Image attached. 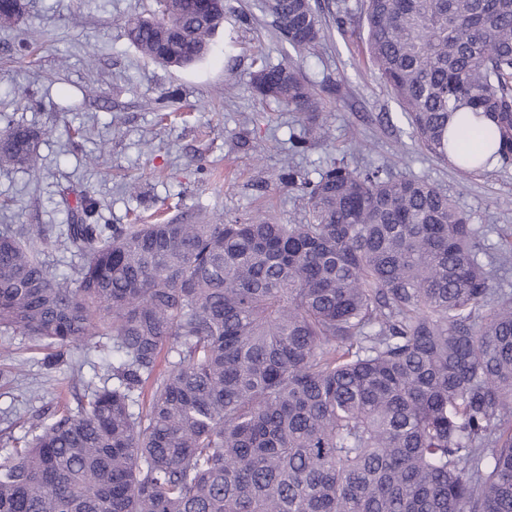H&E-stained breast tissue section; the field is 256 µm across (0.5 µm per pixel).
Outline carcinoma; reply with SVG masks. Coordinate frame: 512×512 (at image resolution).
<instances>
[{
    "label": "carcinoma",
    "mask_w": 512,
    "mask_h": 512,
    "mask_svg": "<svg viewBox=\"0 0 512 512\" xmlns=\"http://www.w3.org/2000/svg\"><path fill=\"white\" fill-rule=\"evenodd\" d=\"M22 8L0 0V27ZM266 10L297 58L251 88L298 113L304 152L329 133L300 64L322 20L311 0ZM225 15L156 0L124 31L188 67ZM357 18L414 140L465 175L512 165V0H339L337 27ZM2 122L0 165L39 179L37 132ZM282 180L308 220L68 224L70 275L38 256L46 226L0 231V330L55 363L112 342L78 412L0 461V512H512V241L480 260L469 215L384 165Z\"/></svg>",
    "instance_id": "carcinoma-1"
}]
</instances>
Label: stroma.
Returning a JSON list of instances; mask_svg holds the SVG:
<instances>
[{
    "mask_svg": "<svg viewBox=\"0 0 512 512\" xmlns=\"http://www.w3.org/2000/svg\"><path fill=\"white\" fill-rule=\"evenodd\" d=\"M336 2L312 0L324 36L305 57L330 139L298 154L294 112L250 90L257 59L276 64L293 53L264 0H229L213 53L188 68L147 60L127 41L125 20L149 14L154 0H25L20 20L0 28V113L37 131L42 175L0 166V202L10 204L0 209V225L62 232L83 193L100 202L106 224L256 212L286 224L305 208L280 183L285 160L311 173L346 155L447 192L486 247L497 249L502 229H512V166L467 177L418 146L398 103L370 73L358 33L337 29ZM103 141L107 162L89 165ZM130 181L142 196L128 194ZM45 355L26 336L0 333V431L20 442L32 427L76 412L83 388L72 381L73 366L88 378L104 369V353L90 344L54 367Z\"/></svg>",
    "mask_w": 512,
    "mask_h": 512,
    "instance_id": "stroma-1",
    "label": "stroma"
}]
</instances>
